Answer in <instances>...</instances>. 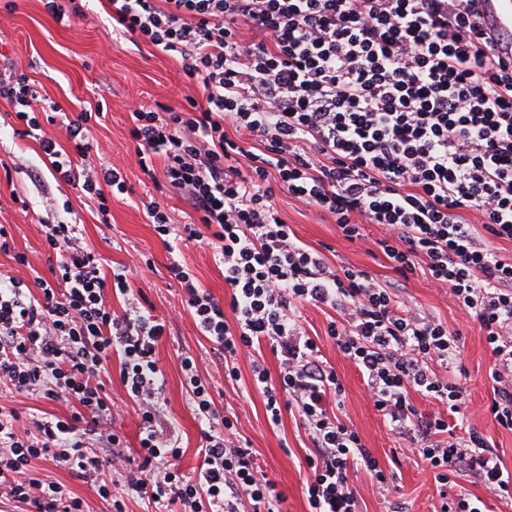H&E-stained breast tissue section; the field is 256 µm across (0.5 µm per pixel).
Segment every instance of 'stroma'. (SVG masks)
Segmentation results:
<instances>
[{
  "instance_id": "obj_1",
  "label": "stroma",
  "mask_w": 512,
  "mask_h": 512,
  "mask_svg": "<svg viewBox=\"0 0 512 512\" xmlns=\"http://www.w3.org/2000/svg\"><path fill=\"white\" fill-rule=\"evenodd\" d=\"M84 11L83 17L67 26L53 19L43 0H0V70L9 66L26 74L41 97L68 113L92 112L98 103H106L103 117L92 126L98 150L89 162L120 170L128 190L108 194L109 215L101 217L97 199L78 196L70 185L55 179L38 140L18 133L13 107L0 98V225L9 228L15 252L28 259L23 266L12 254L0 252V274L25 281L35 271L50 277L55 256L42 227L72 221L79 224L83 244L98 255L104 271L150 259V269L133 275L131 287L141 291L169 325L157 356L166 380L167 418L183 450L182 471L190 473L197 467L202 444L201 424L186 402L183 386L181 358L189 354L207 379L217 410L235 416L237 432L248 441L281 494V512H308L305 487L310 471L305 458L311 443L298 413L283 411L279 423H270L265 398L251 384L248 360L238 363L240 381L225 380L210 343L184 303L180 286L168 276L170 262L179 259L201 288L227 304L232 291L224 284L222 267L204 244L181 243L168 250L143 213L142 199L155 194L156 188L134 152L130 109L139 104L176 108L186 98H200L201 91L187 82L174 57L146 43H132L130 36L113 30L107 0H88ZM278 200L295 238L321 253L330 266L366 271L406 305L460 333L465 404L450 421L456 436L470 431L481 434L512 470V432L498 426L487 411L493 397L489 347L478 323L464 317L448 288L431 283L419 272L406 279L397 274L373 244L380 234L378 226L366 225V239L351 242L331 218L305 202L284 193ZM300 312L303 329L344 385L340 419L356 429L390 476L387 488L381 490L366 473L351 475L350 488L359 512H438L441 497L426 463L407 437L390 430L368 399L361 373L328 336L333 311L308 304ZM107 388L120 414L115 430L124 435L128 446L137 447L139 418L133 401L120 379H112Z\"/></svg>"
}]
</instances>
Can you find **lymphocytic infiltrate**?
Returning <instances> with one entry per match:
<instances>
[{"label": "lymphocytic infiltrate", "mask_w": 512, "mask_h": 512, "mask_svg": "<svg viewBox=\"0 0 512 512\" xmlns=\"http://www.w3.org/2000/svg\"><path fill=\"white\" fill-rule=\"evenodd\" d=\"M480 0H108L122 33L173 55L202 101L131 111L138 163L164 160L169 193L191 208L172 224L164 205L145 203L163 242L210 246L231 288L224 306L188 267L169 276L185 293L202 336L238 379L241 354L269 346L278 377L252 363L253 384L272 422L295 407L313 451L306 495L310 512H358L350 473L385 487L387 476L359 433L335 408L344 387L300 324L301 306L334 310L327 334L360 370L374 408L427 461L436 483L474 472L512 498V470L478 433L461 438L443 416L425 417L418 392L459 413L460 383L437 375L461 356L459 335L401 302L365 271L332 270L298 244L276 194L288 193L330 216L356 241L383 228L378 249L406 277L423 272L447 286L477 322L492 355L494 421L512 431V263L493 241L512 242V57L499 56L480 23ZM0 98L17 105L26 136L60 123L73 144L40 139L59 179L83 195L126 192L117 169H77L87 157L91 113L76 117L43 104L27 76L0 78ZM481 214L474 225L465 213ZM43 231L59 261L53 280L0 277V390L65 403L69 414L34 416L0 405V492L20 512H86V502L36 471L41 460L69 470L114 512L135 494L156 512H280L275 493L247 444L220 417L192 357L181 360L186 398L203 430L194 475L176 466L182 449L166 418L164 373L156 345L167 324L135 297L125 272L106 274L75 224ZM125 307L114 313L109 294ZM118 364L137 407L139 463L123 487L104 478L127 461L114 432L105 376Z\"/></svg>", "instance_id": "lymphocytic-infiltrate-1"}]
</instances>
